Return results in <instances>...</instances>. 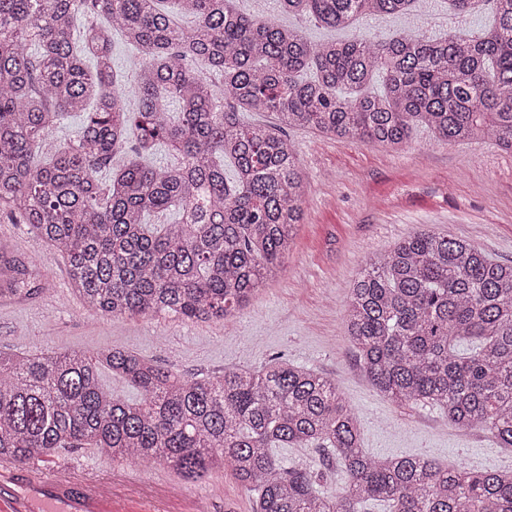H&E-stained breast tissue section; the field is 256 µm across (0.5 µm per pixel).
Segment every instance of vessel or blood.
Wrapping results in <instances>:
<instances>
[{"instance_id":"1","label":"vessel or blood","mask_w":512,"mask_h":512,"mask_svg":"<svg viewBox=\"0 0 512 512\" xmlns=\"http://www.w3.org/2000/svg\"><path fill=\"white\" fill-rule=\"evenodd\" d=\"M0 490L13 498V512H100L97 479L72 469L29 476L18 483L8 462L0 463Z\"/></svg>"}]
</instances>
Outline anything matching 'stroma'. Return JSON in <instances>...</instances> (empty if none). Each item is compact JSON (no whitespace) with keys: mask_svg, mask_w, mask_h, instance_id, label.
I'll list each match as a JSON object with an SVG mask.
<instances>
[{"mask_svg":"<svg viewBox=\"0 0 512 512\" xmlns=\"http://www.w3.org/2000/svg\"><path fill=\"white\" fill-rule=\"evenodd\" d=\"M247 15L297 28L312 43L361 34L480 35L493 20L491 0L467 11L448 0H419L404 15L363 16L350 27L325 28L282 13L278 0H240ZM308 185L305 215L280 276L226 323L155 318L110 320L82 312L63 263L0 214V241L19 242L24 258L46 274L47 293L0 299V351L39 355L112 347L137 352L187 376L257 369L283 357L334 379L360 420L364 450L374 456H427L451 466L512 471V449L479 431L450 427L429 407L403 408L377 392L344 334L348 291L365 258L390 249L417 227L465 239L512 263V153L493 141L447 145L419 130L399 151L376 143L288 132ZM74 466L110 484L112 512H253L254 497L230 470L189 482L175 471L117 462L72 449L28 465L27 473Z\"/></svg>","mask_w":512,"mask_h":512,"instance_id":"1","label":"stroma"}]
</instances>
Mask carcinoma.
Masks as SVG:
<instances>
[{
	"instance_id": "1",
	"label": "carcinoma",
	"mask_w": 512,
	"mask_h": 512,
	"mask_svg": "<svg viewBox=\"0 0 512 512\" xmlns=\"http://www.w3.org/2000/svg\"><path fill=\"white\" fill-rule=\"evenodd\" d=\"M0 0V211L66 265L84 312L224 321L282 272L307 182L285 129L393 150L420 128L445 144L512 151V0L465 38L360 35L313 44L252 19L239 0ZM344 28L417 0H279ZM84 19L76 27L77 17ZM137 52L134 90L114 79L112 35ZM383 90L363 93L374 76ZM77 133L44 160L62 120ZM269 112L272 124L241 120ZM163 149L170 162L141 158ZM234 165L224 176V159ZM179 219L158 227L151 210ZM37 266L0 265V295L37 291ZM359 365L400 406L438 407L457 430L512 448V264L428 227L365 262L345 305ZM136 391L112 392L104 376ZM315 446L346 480L334 494L284 451ZM89 448L186 480L229 467L254 512H512V471L484 472L362 448L336 382L286 359L186 378L118 348L0 351V459Z\"/></svg>"
}]
</instances>
